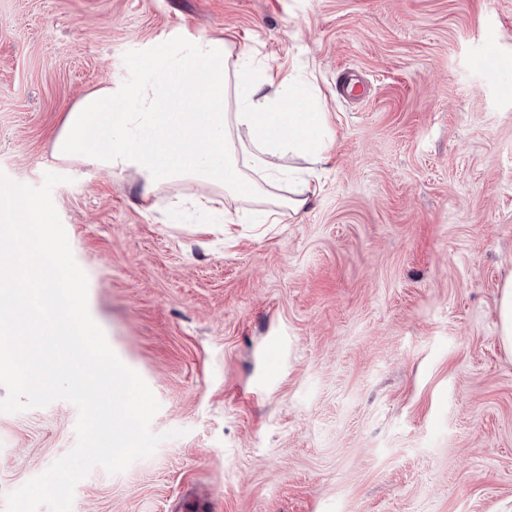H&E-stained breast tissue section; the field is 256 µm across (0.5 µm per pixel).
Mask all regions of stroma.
<instances>
[{"mask_svg": "<svg viewBox=\"0 0 512 512\" xmlns=\"http://www.w3.org/2000/svg\"><path fill=\"white\" fill-rule=\"evenodd\" d=\"M201 34L293 64L331 114L321 190L281 223L173 224L193 183L148 195L54 155L81 96L155 81V47ZM0 172L66 175L90 314L158 400L151 431L182 432L94 467L72 512H176L191 484L215 512H512V0H0ZM77 417L0 413V499ZM498 334L500 344L512 354V278L507 279L500 290L498 302Z\"/></svg>", "mask_w": 512, "mask_h": 512, "instance_id": "stroma-1", "label": "stroma"}]
</instances>
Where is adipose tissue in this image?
Returning <instances> with one entry per match:
<instances>
[{
  "label": "adipose tissue",
  "mask_w": 512,
  "mask_h": 512,
  "mask_svg": "<svg viewBox=\"0 0 512 512\" xmlns=\"http://www.w3.org/2000/svg\"><path fill=\"white\" fill-rule=\"evenodd\" d=\"M151 63L160 83L111 84L69 110L57 159L116 176L133 170L151 187L191 180L196 205L228 224H276L281 210L299 211L316 196L334 137L299 74L209 36L194 37L182 60L164 51ZM291 157L306 167L287 166ZM283 182L296 196L276 198ZM239 197L266 207L229 213L226 202Z\"/></svg>",
  "instance_id": "obj_1"
}]
</instances>
